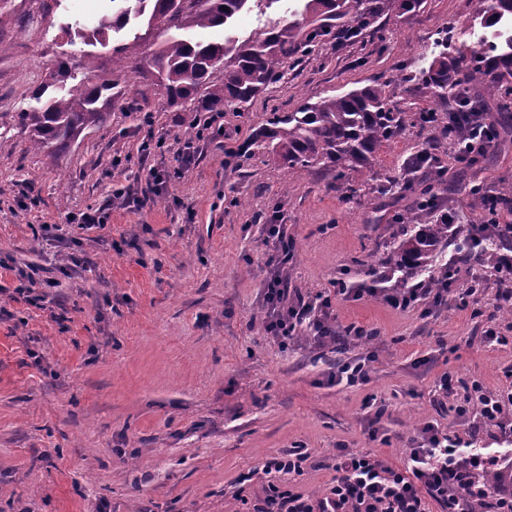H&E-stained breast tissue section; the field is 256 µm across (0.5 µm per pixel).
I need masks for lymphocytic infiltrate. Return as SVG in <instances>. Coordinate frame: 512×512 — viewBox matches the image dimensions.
<instances>
[{
  "label": "lymphocytic infiltrate",
  "mask_w": 512,
  "mask_h": 512,
  "mask_svg": "<svg viewBox=\"0 0 512 512\" xmlns=\"http://www.w3.org/2000/svg\"><path fill=\"white\" fill-rule=\"evenodd\" d=\"M457 96L459 102L448 118L464 125L465 136L452 149L458 162L472 166L497 147V135L484 113L463 105L465 87H458ZM265 232L268 275L262 293L266 334L282 343L303 336L317 347L335 342L342 334L356 339L367 336V329L361 326L337 330L334 314L337 296L360 297L363 289H350L339 281L334 289L313 297L289 299L284 280L294 241L280 224L266 225ZM459 282L458 272L452 271L447 287L432 288L419 282L407 288L385 289L382 299L401 310L420 303L441 308L451 301L464 310L475 291L460 287ZM303 461L301 453L294 451L264 461L267 487L253 512H432L435 502L445 505L448 512H512V493L494 490L486 481L499 466V459L475 448L461 449L447 432L430 422L419 428L399 467L372 452L338 446L336 476L321 496H304L281 486V476L301 471Z\"/></svg>",
  "instance_id": "1"
}]
</instances>
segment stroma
<instances>
[{
  "mask_svg": "<svg viewBox=\"0 0 512 512\" xmlns=\"http://www.w3.org/2000/svg\"><path fill=\"white\" fill-rule=\"evenodd\" d=\"M484 0H421L405 11L391 0L358 37L324 46L288 65L284 79L243 112L224 115L225 141L196 142L187 171L151 200L147 167L174 168L187 113L161 97L139 110L116 109L109 122L55 158L28 147L17 115L49 63L79 61L82 42L63 29L71 0L45 13L40 0H9L0 9V512H253L265 482L264 460L294 449L307 460L285 485L306 496L328 491L336 448L373 451L402 464L427 422L464 433L454 413L477 379L491 391L512 370V345L486 347L484 327L512 329L497 308V283L486 276L475 296L480 316L456 308L424 313L385 309L380 298L336 301V323L373 328L349 341L340 358L371 357L366 383H336L326 348L267 338L262 283L264 227L285 225L294 239L289 297H308L342 279L375 284L413 191H388L403 160L431 145L447 168L439 205L460 223L475 211L469 188L497 190L512 180V142L480 164L458 163L447 139L406 125L376 154L357 195L343 200L332 170H288L272 155L228 156L265 125L271 106L294 111L372 83L384 84L398 112H444L425 82L430 62L486 34ZM303 10L301 0L265 7L251 0L233 31L259 37ZM163 139L143 161L140 145ZM121 166H113L114 157ZM122 186L127 198L112 194ZM37 195L28 206L24 193ZM246 200V208L232 198ZM145 205L131 207L130 199ZM109 213L83 229L70 214ZM59 228L42 236V225ZM83 262L73 266L68 256ZM37 267L47 284L42 307L19 301L22 272ZM458 384L435 389L441 374ZM386 408L385 440L369 436L373 409Z\"/></svg>",
  "mask_w": 512,
  "mask_h": 512,
  "instance_id": "1",
  "label": "stroma"
}]
</instances>
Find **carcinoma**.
I'll return each instance as SVG.
<instances>
[{
  "label": "carcinoma",
  "mask_w": 512,
  "mask_h": 512,
  "mask_svg": "<svg viewBox=\"0 0 512 512\" xmlns=\"http://www.w3.org/2000/svg\"><path fill=\"white\" fill-rule=\"evenodd\" d=\"M250 0H118L117 11L102 16L91 28L77 30L87 46L108 45V32L133 23L135 41L164 35L150 58L130 63L126 47H112V76L96 74L97 53L87 51L82 75L65 60L32 93L37 106L19 113L30 133V146L57 155L79 138L107 123L112 110L125 101H146L161 93L166 102L190 113L184 134L196 138L204 112L239 111L269 91L285 75V65L298 62L336 41V19L351 16L369 26L386 7V0H307L309 17L282 20L260 38L227 37L221 42L198 41L195 32L223 28L249 7ZM512 19V0H485L482 23L496 28ZM495 42L468 52L436 58L427 71L428 85L440 99L454 95L464 83L475 91L467 96L474 107L489 100L499 111L512 112V34L498 29ZM421 122L417 112H395L379 84L306 101L293 112L269 113L250 145L277 156L287 168L336 171L337 188L349 200L357 193L374 153L406 124ZM399 241L387 253L386 264L404 270L429 259L432 247L458 231L434 219L430 205H416L401 216Z\"/></svg>",
  "instance_id": "cac0c4a2"
}]
</instances>
